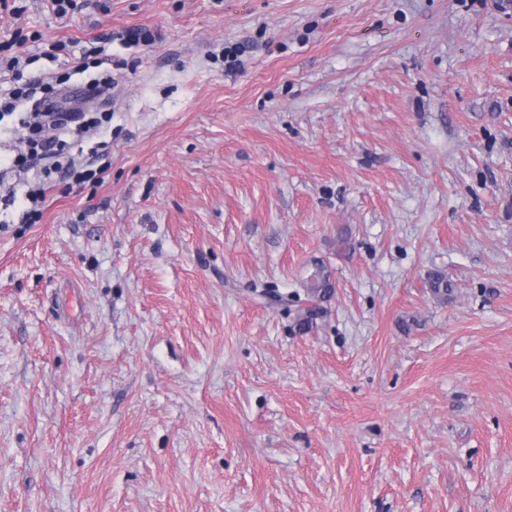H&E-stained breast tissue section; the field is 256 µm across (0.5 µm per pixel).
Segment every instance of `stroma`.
<instances>
[{
  "mask_svg": "<svg viewBox=\"0 0 512 512\" xmlns=\"http://www.w3.org/2000/svg\"><path fill=\"white\" fill-rule=\"evenodd\" d=\"M76 3L0 13L108 164L0 223V512H512V0ZM334 288L331 274L322 263H316L313 273L307 282V294L312 299H325Z\"/></svg>",
  "mask_w": 512,
  "mask_h": 512,
  "instance_id": "35a3bbf8",
  "label": "stroma"
}]
</instances>
